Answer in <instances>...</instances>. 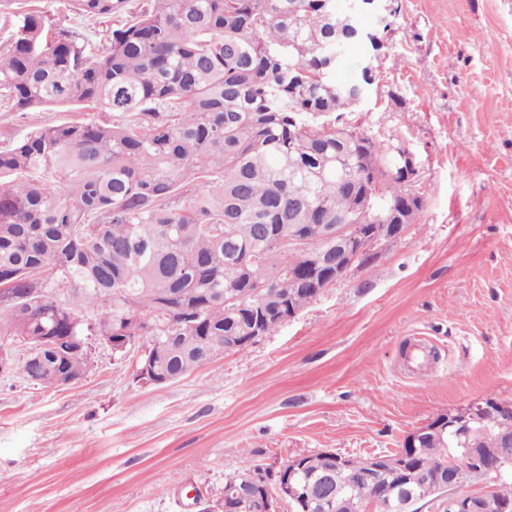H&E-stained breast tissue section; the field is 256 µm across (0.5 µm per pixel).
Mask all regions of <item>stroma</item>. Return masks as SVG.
<instances>
[{"mask_svg": "<svg viewBox=\"0 0 512 512\" xmlns=\"http://www.w3.org/2000/svg\"><path fill=\"white\" fill-rule=\"evenodd\" d=\"M380 81L348 119L415 155L418 221L258 343L164 385L93 344L77 383L0 374V512H200L297 453L386 454L512 400V0H388ZM398 103L388 100L389 94ZM76 106L0 108V147Z\"/></svg>", "mask_w": 512, "mask_h": 512, "instance_id": "1", "label": "stroma"}]
</instances>
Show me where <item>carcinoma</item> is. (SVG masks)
Segmentation results:
<instances>
[{"mask_svg": "<svg viewBox=\"0 0 512 512\" xmlns=\"http://www.w3.org/2000/svg\"><path fill=\"white\" fill-rule=\"evenodd\" d=\"M24 2L0 0V107L93 105L112 122L47 125L0 149V338L23 359L28 336H119L144 341L158 384L177 381L252 345L261 308L305 309L312 276L338 280L309 253L328 226L371 236L382 209L418 220L394 143L343 121L380 55L336 79L360 25L336 0H68L115 19L95 44ZM296 227L308 248H290ZM59 370L47 358L25 376L55 386ZM509 440L512 418L495 411L460 439L437 417L374 483L349 476L363 460L296 454L285 464L309 496L290 504L367 512L379 492L419 512L464 466L466 484L490 481Z\"/></svg>", "mask_w": 512, "mask_h": 512, "instance_id": "carcinoma-1", "label": "carcinoma"}]
</instances>
